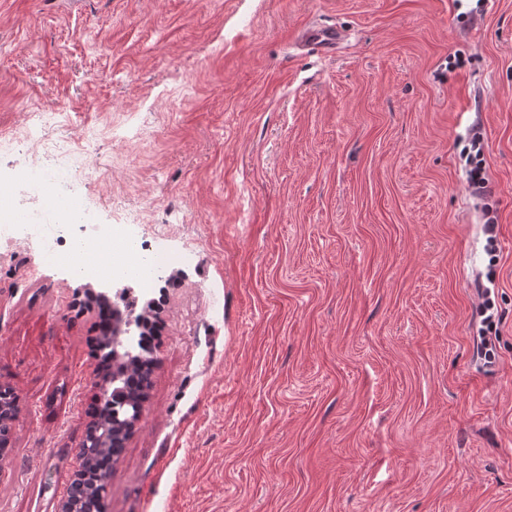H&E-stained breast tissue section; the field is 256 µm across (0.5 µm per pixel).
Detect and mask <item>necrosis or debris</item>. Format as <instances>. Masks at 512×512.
Returning a JSON list of instances; mask_svg holds the SVG:
<instances>
[{
    "mask_svg": "<svg viewBox=\"0 0 512 512\" xmlns=\"http://www.w3.org/2000/svg\"><path fill=\"white\" fill-rule=\"evenodd\" d=\"M18 193L29 197L33 206L18 208L14 193H0V237L24 226L38 229L35 246L47 263H65L81 274L92 267V255L104 249L112 256L115 275L136 274L144 288H153L168 273V257L128 225L90 223L83 198L70 184L68 169L48 175L32 168ZM62 201L68 204L70 215H60Z\"/></svg>",
    "mask_w": 512,
    "mask_h": 512,
    "instance_id": "4bbe7bcc",
    "label": "necrosis or debris"
}]
</instances>
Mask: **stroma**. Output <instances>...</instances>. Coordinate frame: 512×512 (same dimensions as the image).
<instances>
[{"mask_svg": "<svg viewBox=\"0 0 512 512\" xmlns=\"http://www.w3.org/2000/svg\"><path fill=\"white\" fill-rule=\"evenodd\" d=\"M312 22L335 53L294 46ZM0 134L176 257L105 512H512V0H0ZM90 289L0 244V512L79 467ZM480 137L476 134L472 138V146L476 154L472 159L469 189L471 194L478 199H486L493 193L489 180L486 178L485 165L483 163V149L480 146Z\"/></svg>", "mask_w": 512, "mask_h": 512, "instance_id": "stroma-1", "label": "stroma"}]
</instances>
